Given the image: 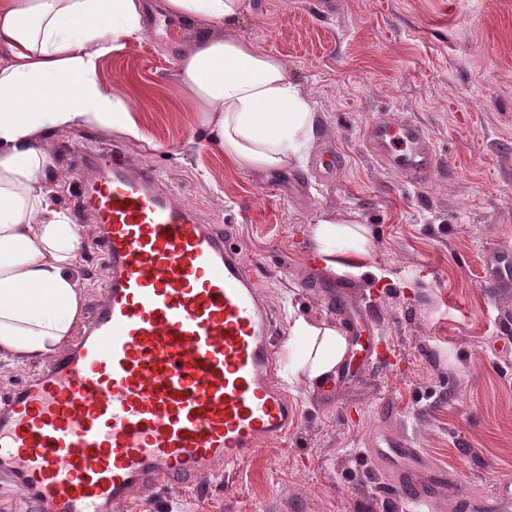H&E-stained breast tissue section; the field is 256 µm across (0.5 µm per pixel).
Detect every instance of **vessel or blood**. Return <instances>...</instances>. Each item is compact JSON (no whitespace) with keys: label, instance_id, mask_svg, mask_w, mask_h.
<instances>
[{"label":"vessel or blood","instance_id":"b4317fda","mask_svg":"<svg viewBox=\"0 0 512 512\" xmlns=\"http://www.w3.org/2000/svg\"><path fill=\"white\" fill-rule=\"evenodd\" d=\"M369 145L407 181L437 168L433 142L412 121L376 120ZM80 198L100 224L112 279L86 336L25 385L0 416V471L29 493L32 512H111L133 487L163 479L203 489L215 463L239 464L284 438L292 410L272 380L280 349L256 268L239 243L161 192L144 167L100 157ZM512 275V254L489 251L485 278ZM326 307L356 335L349 288L319 285ZM381 464L405 470L389 488L407 512L443 498L469 512H512V487L480 502L435 472L412 441L383 435Z\"/></svg>","mask_w":512,"mask_h":512}]
</instances>
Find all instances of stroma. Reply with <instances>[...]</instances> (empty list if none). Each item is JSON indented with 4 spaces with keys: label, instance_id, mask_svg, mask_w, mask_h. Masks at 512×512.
I'll list each match as a JSON object with an SVG mask.
<instances>
[{
    "label": "stroma",
    "instance_id": "obj_1",
    "mask_svg": "<svg viewBox=\"0 0 512 512\" xmlns=\"http://www.w3.org/2000/svg\"><path fill=\"white\" fill-rule=\"evenodd\" d=\"M322 2L247 0L235 26L281 58L317 118L303 164L257 172L207 141L175 78L197 23L144 0L143 34L103 63L137 113L139 138L80 127L53 139L69 175L58 200L85 228L72 335L87 331L111 282L76 180L112 149L140 159L202 223L229 227L248 263H268L261 292L280 328L298 315L336 322L312 285L342 281L400 358L342 391L285 384L296 410L286 438L209 490L162 483L114 512H403L368 452L379 432L411 437L471 497L512 482V289L483 280L484 250H512V0ZM383 115L420 124L446 168L411 184L374 157L366 130ZM329 151L338 172L317 163ZM325 214L364 227L362 274L342 277L316 259L311 231ZM47 365L0 360V408Z\"/></svg>",
    "mask_w": 512,
    "mask_h": 512
}]
</instances>
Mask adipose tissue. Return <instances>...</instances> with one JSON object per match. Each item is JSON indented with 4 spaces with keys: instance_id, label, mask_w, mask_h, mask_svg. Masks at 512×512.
I'll list each match as a JSON object with an SVG mask.
<instances>
[{
    "instance_id": "adipose-tissue-1",
    "label": "adipose tissue",
    "mask_w": 512,
    "mask_h": 512,
    "mask_svg": "<svg viewBox=\"0 0 512 512\" xmlns=\"http://www.w3.org/2000/svg\"><path fill=\"white\" fill-rule=\"evenodd\" d=\"M170 17L203 24L178 81L211 141L237 167L266 171L299 159L315 117L282 61L237 35L246 0H161ZM142 0H0V357L49 358L68 339L84 292L72 274L82 228L58 202L66 174L54 134L81 126L139 137L136 112L103 80L102 60L144 31ZM312 238L332 271L363 269L360 227L325 217ZM286 380L336 375L347 338L293 317Z\"/></svg>"
}]
</instances>
